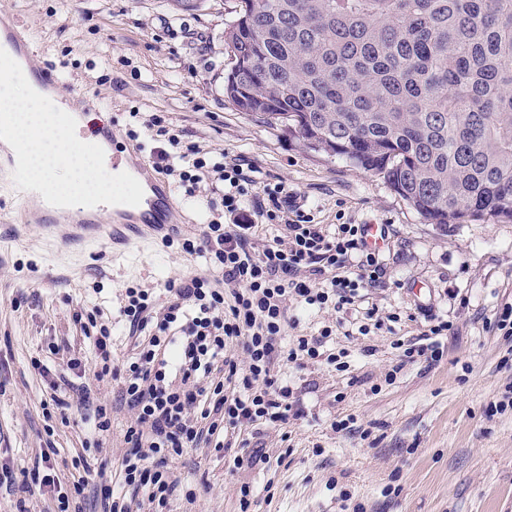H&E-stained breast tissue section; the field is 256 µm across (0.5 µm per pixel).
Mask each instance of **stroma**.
Here are the masks:
<instances>
[{
    "instance_id": "1",
    "label": "stroma",
    "mask_w": 512,
    "mask_h": 512,
    "mask_svg": "<svg viewBox=\"0 0 512 512\" xmlns=\"http://www.w3.org/2000/svg\"><path fill=\"white\" fill-rule=\"evenodd\" d=\"M6 2L11 29L32 50L29 65L55 66L72 104L123 130L160 115L183 142L243 157L259 169L260 184H283L315 223L388 227L379 250L385 282L365 289L353 310L288 302L285 344L330 335L324 357L275 366L303 415L248 437L270 464L233 471L213 449H187L172 464L179 486L168 512H240L245 483L251 512H512V408L489 412L512 396V337L486 326L512 303V222L426 223L383 178L307 151L280 127L238 111L224 98V26L234 0H204L197 11L172 0ZM165 181L174 223L198 231L213 219L208 186L190 195L178 175ZM28 211L0 171V452L19 475L37 468L53 440L65 485L74 456L95 468L117 462L132 415L120 407L116 383L101 385L112 435L95 447L80 413L44 417L51 391L32 360L51 365L61 384L72 377L71 357L94 365V341L76 317L95 308L112 324L117 357H130L133 340L117 317L127 289L215 273L206 257L159 243L71 239L68 223L49 240L27 226ZM436 319L451 326L442 360L405 361L403 347L419 346ZM340 420L346 430H337ZM189 491L195 501L186 500Z\"/></svg>"
}]
</instances>
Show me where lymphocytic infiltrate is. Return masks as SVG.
<instances>
[{
    "label": "lymphocytic infiltrate",
    "mask_w": 512,
    "mask_h": 512,
    "mask_svg": "<svg viewBox=\"0 0 512 512\" xmlns=\"http://www.w3.org/2000/svg\"><path fill=\"white\" fill-rule=\"evenodd\" d=\"M144 128L160 144L155 168L179 172L185 184L209 182L230 218L226 224L210 220L201 238L181 242L186 253L207 255L218 277L166 281V304L158 317L152 292L127 289L119 316L137 336L133 355L115 364L110 328L100 326L94 372H87L81 359H70L80 384L73 396H56L52 402L64 411L92 410L104 439L112 418L106 406L97 404L92 384L107 378L120 382L121 398L135 420L123 435L126 450L118 477L124 487L147 491L157 512H165L178 486L171 464L185 449L205 444L222 451L229 427L257 431L288 424L290 391L275 373V362L281 356L290 362L319 356L302 337L295 348H282L289 298L340 312L354 305L362 290L382 284L386 269L379 253L365 244V225L340 224L327 232L309 223L294 194L279 184L264 187V200L248 214L245 203L256 180L242 164L223 153L202 157L199 145L182 142L159 116H150ZM263 222L282 226V234L260 241ZM325 275L329 287H318L317 278ZM233 340L241 344L245 361L227 351ZM89 374L94 377L90 383L85 380ZM58 455V448L47 445L40 453L44 472H31L21 481L0 462V486L56 499L57 512H83L80 499L91 466L84 457L73 458L78 477L65 496L52 473Z\"/></svg>",
    "instance_id": "1"
}]
</instances>
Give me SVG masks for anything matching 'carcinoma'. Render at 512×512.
<instances>
[{
	"label": "carcinoma",
	"instance_id": "1",
	"mask_svg": "<svg viewBox=\"0 0 512 512\" xmlns=\"http://www.w3.org/2000/svg\"><path fill=\"white\" fill-rule=\"evenodd\" d=\"M224 97L427 223L512 221V0H237Z\"/></svg>",
	"mask_w": 512,
	"mask_h": 512
}]
</instances>
